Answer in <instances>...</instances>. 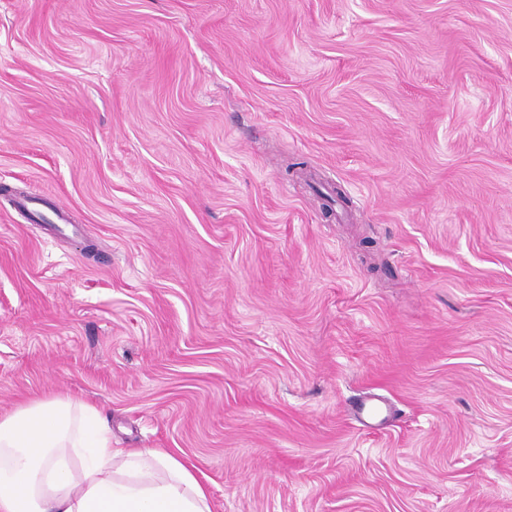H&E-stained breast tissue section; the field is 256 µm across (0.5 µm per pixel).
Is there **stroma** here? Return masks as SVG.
<instances>
[{
	"label": "stroma",
	"mask_w": 512,
	"mask_h": 512,
	"mask_svg": "<svg viewBox=\"0 0 512 512\" xmlns=\"http://www.w3.org/2000/svg\"><path fill=\"white\" fill-rule=\"evenodd\" d=\"M55 396L213 512H512V0H0V414Z\"/></svg>",
	"instance_id": "stroma-1"
}]
</instances>
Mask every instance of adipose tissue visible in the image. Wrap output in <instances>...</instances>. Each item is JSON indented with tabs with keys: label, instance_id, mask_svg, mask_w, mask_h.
Instances as JSON below:
<instances>
[{
	"label": "adipose tissue",
	"instance_id": "ef3b65f1",
	"mask_svg": "<svg viewBox=\"0 0 512 512\" xmlns=\"http://www.w3.org/2000/svg\"><path fill=\"white\" fill-rule=\"evenodd\" d=\"M0 512H212L190 463L126 449L95 407L35 400L0 416Z\"/></svg>",
	"mask_w": 512,
	"mask_h": 512
}]
</instances>
